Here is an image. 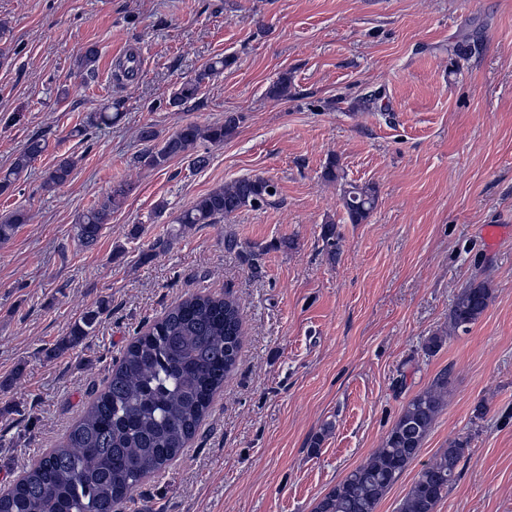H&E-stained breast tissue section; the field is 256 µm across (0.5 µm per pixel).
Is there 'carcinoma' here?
I'll return each mask as SVG.
<instances>
[{
    "label": "carcinoma",
    "instance_id": "1",
    "mask_svg": "<svg viewBox=\"0 0 512 512\" xmlns=\"http://www.w3.org/2000/svg\"><path fill=\"white\" fill-rule=\"evenodd\" d=\"M233 62L232 56L215 59L182 82L170 104L182 107L195 101L203 86ZM267 94L288 99V76L278 77ZM240 120V116L229 114L213 124L190 122L161 142L154 128L145 126L139 132L145 149L135 160L161 169L183 157L191 159L193 167L203 168L209 161L203 149L224 143ZM44 149L41 139H31L11 166L0 171V193L13 189ZM74 167L72 159H60L45 173L43 187L53 190L65 185ZM272 187L263 177L231 181L200 195L176 223L183 227L217 224L244 208L269 203L274 197ZM127 192V185L119 184L79 216L78 242L91 246L98 240L109 223L112 206ZM376 199V190L370 185L351 184L343 189V206L351 223L367 221ZM26 222L22 210L1 216L0 244L10 241ZM321 240L328 257L336 259L339 235L335 224L323 226ZM491 299V290L481 282L461 289L450 309L451 326L469 328ZM105 308L102 301L74 322L65 345L77 346L91 336ZM241 346L242 317L233 299L195 295L170 308L127 347L106 385L65 440L0 492V512H119L145 478L165 468L194 438L215 396L236 368ZM447 388L448 375L443 372L412 397L382 447L321 498L313 512H376L381 499L418 456L444 407ZM467 448L468 441L455 440L434 462L423 465L400 512H436Z\"/></svg>",
    "mask_w": 512,
    "mask_h": 512
}]
</instances>
